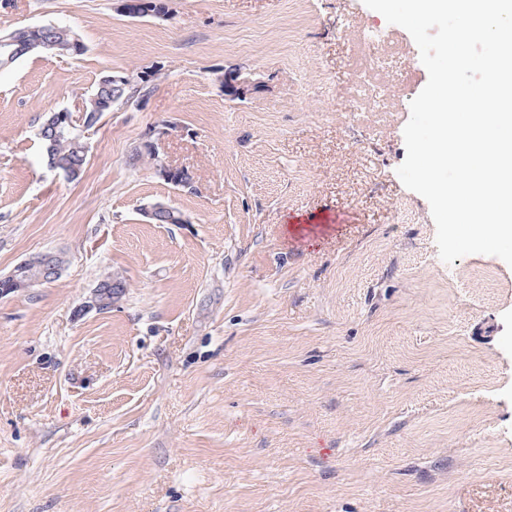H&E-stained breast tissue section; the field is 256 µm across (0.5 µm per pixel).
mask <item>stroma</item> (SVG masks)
<instances>
[{
    "instance_id": "1",
    "label": "stroma",
    "mask_w": 512,
    "mask_h": 512,
    "mask_svg": "<svg viewBox=\"0 0 512 512\" xmlns=\"http://www.w3.org/2000/svg\"><path fill=\"white\" fill-rule=\"evenodd\" d=\"M168 5L0 0V34L84 46L0 70V277L65 259L0 295V512H512V266L443 262L397 174L428 80L410 34L363 0ZM150 66L80 178L47 165L49 112ZM236 66L263 90L225 99ZM367 73L385 111L354 97ZM164 122L194 190L130 159ZM158 201L187 223H147ZM112 273L125 294L97 310ZM45 254H37L28 259L27 262L23 261L19 263L8 276L1 278L0 282L8 281L13 285V288H4L2 291L0 290V295L6 293L8 289L17 290L21 288H30L58 277L61 273V268L53 265L52 263L45 266L42 274L37 277H32L30 274L26 273L25 267L27 263L29 264V269L33 270V274L39 273Z\"/></svg>"
}]
</instances>
